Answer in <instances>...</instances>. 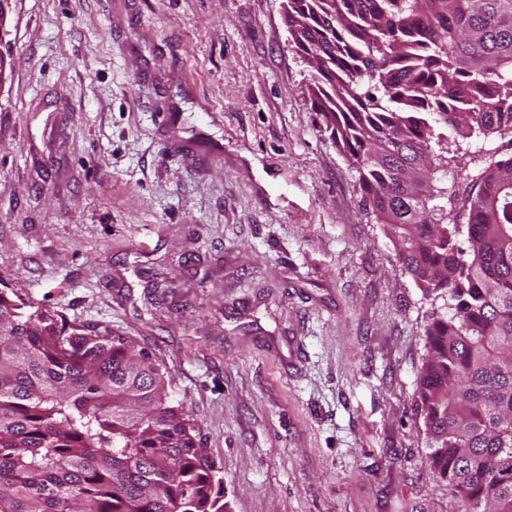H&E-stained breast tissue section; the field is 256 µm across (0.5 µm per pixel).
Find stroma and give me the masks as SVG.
Here are the masks:
<instances>
[{"instance_id": "stroma-1", "label": "stroma", "mask_w": 512, "mask_h": 512, "mask_svg": "<svg viewBox=\"0 0 512 512\" xmlns=\"http://www.w3.org/2000/svg\"><path fill=\"white\" fill-rule=\"evenodd\" d=\"M284 3L9 0L0 285L167 369L233 512H460L415 394L444 302L321 129ZM511 157L459 142L458 223Z\"/></svg>"}]
</instances>
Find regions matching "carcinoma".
Segmentation results:
<instances>
[{
  "instance_id": "carcinoma-1",
  "label": "carcinoma",
  "mask_w": 512,
  "mask_h": 512,
  "mask_svg": "<svg viewBox=\"0 0 512 512\" xmlns=\"http://www.w3.org/2000/svg\"><path fill=\"white\" fill-rule=\"evenodd\" d=\"M285 24L365 206L452 310L425 328L428 465L464 512H512V157L467 199V259L435 178L451 144L512 133V0H287ZM171 384L0 289V512H231Z\"/></svg>"
}]
</instances>
